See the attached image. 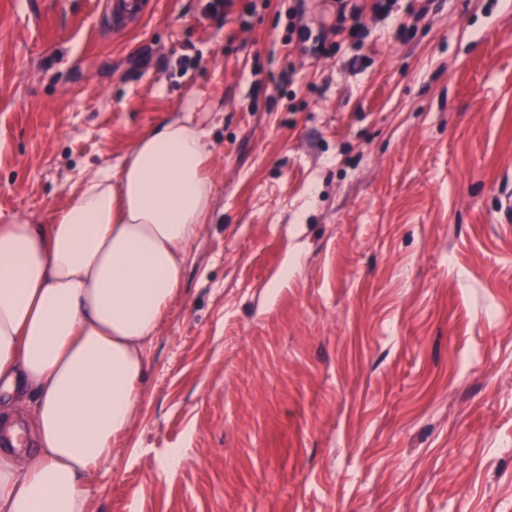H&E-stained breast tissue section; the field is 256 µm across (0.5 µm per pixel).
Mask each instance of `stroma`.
<instances>
[{"label":"stroma","mask_w":512,"mask_h":512,"mask_svg":"<svg viewBox=\"0 0 512 512\" xmlns=\"http://www.w3.org/2000/svg\"><path fill=\"white\" fill-rule=\"evenodd\" d=\"M0 0V224L204 111L212 220L87 512H512V0ZM294 66L292 81L280 74ZM179 454L176 469L167 460ZM336 27L334 26L332 32L336 36L341 35L347 30L348 37L353 40L356 45H362L366 36L367 26L365 21V6L360 2H368L367 0H336ZM349 20L348 27L344 23Z\"/></svg>","instance_id":"obj_1"}]
</instances>
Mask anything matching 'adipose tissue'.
Masks as SVG:
<instances>
[{
	"label": "adipose tissue",
	"mask_w": 512,
	"mask_h": 512,
	"mask_svg": "<svg viewBox=\"0 0 512 512\" xmlns=\"http://www.w3.org/2000/svg\"><path fill=\"white\" fill-rule=\"evenodd\" d=\"M210 130L188 103L51 223L0 224V512H85L142 401L147 352L211 215Z\"/></svg>",
	"instance_id": "ef3b65f1"
}]
</instances>
